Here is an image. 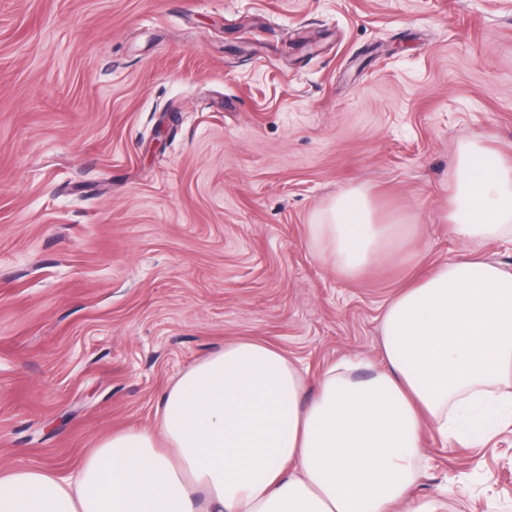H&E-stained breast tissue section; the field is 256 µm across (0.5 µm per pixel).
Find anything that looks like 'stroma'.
I'll return each instance as SVG.
<instances>
[{
  "label": "stroma",
  "instance_id": "stroma-1",
  "mask_svg": "<svg viewBox=\"0 0 512 512\" xmlns=\"http://www.w3.org/2000/svg\"><path fill=\"white\" fill-rule=\"evenodd\" d=\"M470 139L512 158V0H0V468L68 476L231 342L312 390L379 364L422 267L337 275L310 219L361 186L426 266L459 257ZM421 448L409 499L512 512V426Z\"/></svg>",
  "mask_w": 512,
  "mask_h": 512
}]
</instances>
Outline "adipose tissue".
<instances>
[{"label":"adipose tissue","mask_w":512,"mask_h":512,"mask_svg":"<svg viewBox=\"0 0 512 512\" xmlns=\"http://www.w3.org/2000/svg\"><path fill=\"white\" fill-rule=\"evenodd\" d=\"M447 219L467 255L388 302L369 376L339 360L310 397L276 347L225 345L166 387L155 429L112 432L69 478L0 469V512H441L438 500L407 497L423 426L477 447L512 424V271L480 253L512 239V159L461 144ZM414 233L381 223L360 186L310 226L347 277L390 262Z\"/></svg>","instance_id":"ef3b65f1"}]
</instances>
